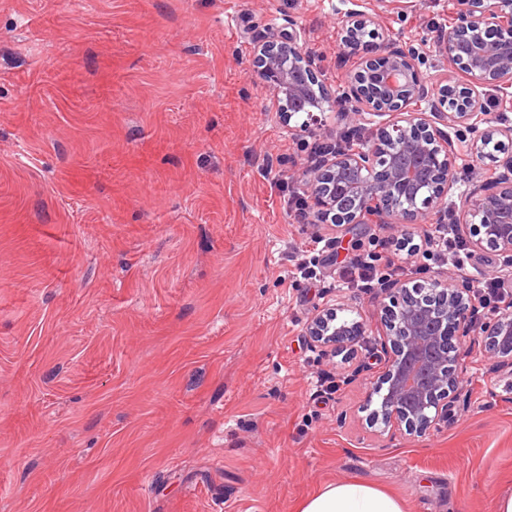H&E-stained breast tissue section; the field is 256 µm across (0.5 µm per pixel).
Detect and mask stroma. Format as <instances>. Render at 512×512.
<instances>
[{"label": "stroma", "mask_w": 512, "mask_h": 512, "mask_svg": "<svg viewBox=\"0 0 512 512\" xmlns=\"http://www.w3.org/2000/svg\"><path fill=\"white\" fill-rule=\"evenodd\" d=\"M359 3L0 0V512H296L352 479L406 512L512 493L492 357L438 432L370 424L389 294L341 262L425 227L300 216L313 148L377 125L330 111L294 134L249 73L292 22L343 94L359 57L337 10ZM447 21L448 0H416L378 32L443 85ZM336 303L367 332L324 356L306 326Z\"/></svg>", "instance_id": "35a3bbf8"}]
</instances>
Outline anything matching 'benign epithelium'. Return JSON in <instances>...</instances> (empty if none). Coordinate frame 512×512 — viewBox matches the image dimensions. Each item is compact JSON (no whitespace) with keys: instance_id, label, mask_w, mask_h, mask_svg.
Here are the masks:
<instances>
[{"instance_id":"1","label":"benign epithelium","mask_w":512,"mask_h":512,"mask_svg":"<svg viewBox=\"0 0 512 512\" xmlns=\"http://www.w3.org/2000/svg\"><path fill=\"white\" fill-rule=\"evenodd\" d=\"M341 13L343 45L355 48L378 24V5ZM348 91L333 99L310 52L295 31L270 30L254 46L251 77L274 92L276 111L292 131L322 126L338 107L347 118L385 116L374 138L352 152L336 153L305 179L310 209L326 224H420L455 192L473 245L495 249L500 272L512 276V125L495 121L483 95L499 93L512 110V0H448V28L437 40L440 56L459 77L436 91L420 76L418 54L394 38L371 43ZM427 103L424 109L421 103ZM301 119L293 125L291 121ZM384 371L370 419L425 434L448 422L460 402L466 339L481 341L480 354L512 368V295L498 303L489 322H478L481 296L472 280L450 273L389 289ZM364 323L337 322L334 308L313 316L310 343L327 355Z\"/></svg>"}]
</instances>
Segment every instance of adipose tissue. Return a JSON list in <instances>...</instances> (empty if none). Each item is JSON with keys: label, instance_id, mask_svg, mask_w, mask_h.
Masks as SVG:
<instances>
[{"label": "adipose tissue", "instance_id": "obj_1", "mask_svg": "<svg viewBox=\"0 0 512 512\" xmlns=\"http://www.w3.org/2000/svg\"><path fill=\"white\" fill-rule=\"evenodd\" d=\"M297 512H405L393 496L357 480L325 485L303 500Z\"/></svg>", "mask_w": 512, "mask_h": 512}]
</instances>
